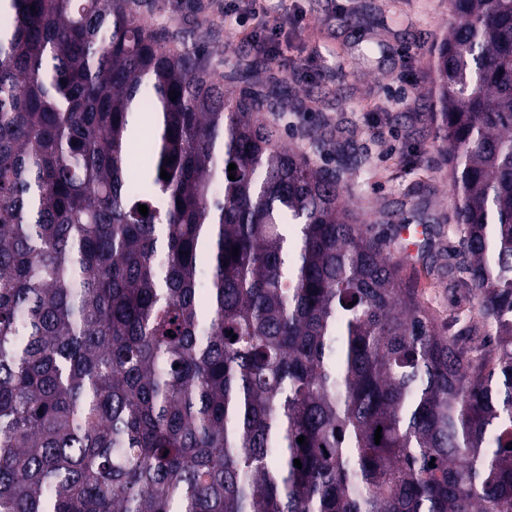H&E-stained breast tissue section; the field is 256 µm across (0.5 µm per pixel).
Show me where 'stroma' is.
I'll return each instance as SVG.
<instances>
[{"mask_svg":"<svg viewBox=\"0 0 512 512\" xmlns=\"http://www.w3.org/2000/svg\"><path fill=\"white\" fill-rule=\"evenodd\" d=\"M284 55L268 62L254 88L288 86L285 111L266 120L282 142L319 167L339 172L343 196L361 223L383 236L394 257L404 243L381 208L404 205L432 225L403 274L439 323L467 333L476 305L465 288L438 275L460 236L441 148L422 116L429 51L450 24V0H270ZM145 19L204 47L224 75L256 54L252 23L224 16V0H154ZM355 163H347V156Z\"/></svg>","mask_w":512,"mask_h":512,"instance_id":"stroma-1","label":"stroma"}]
</instances>
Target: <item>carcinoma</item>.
<instances>
[{"mask_svg":"<svg viewBox=\"0 0 512 512\" xmlns=\"http://www.w3.org/2000/svg\"><path fill=\"white\" fill-rule=\"evenodd\" d=\"M451 6L438 272L480 337L275 142L288 87L215 77L128 0H0V512H512V0Z\"/></svg>","mask_w":512,"mask_h":512,"instance_id":"1","label":"carcinoma"}]
</instances>
